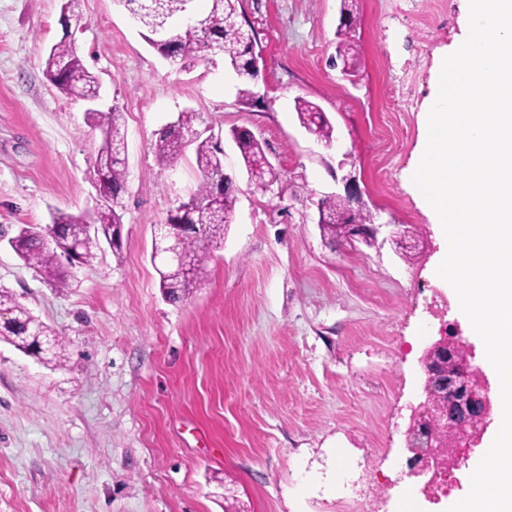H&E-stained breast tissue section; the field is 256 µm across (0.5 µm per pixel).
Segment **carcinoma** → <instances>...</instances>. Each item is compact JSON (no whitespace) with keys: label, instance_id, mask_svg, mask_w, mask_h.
Masks as SVG:
<instances>
[{"label":"carcinoma","instance_id":"1","mask_svg":"<svg viewBox=\"0 0 512 512\" xmlns=\"http://www.w3.org/2000/svg\"><path fill=\"white\" fill-rule=\"evenodd\" d=\"M125 9L147 34L161 28H171L176 34L174 43L159 49L161 55L177 65L190 63L205 52L221 54L235 71L240 88L239 97L250 101L252 87L258 73L250 62L255 39L239 22L240 0H208L201 16L204 23L192 26L176 24L183 16L181 0H122ZM345 20L340 22L337 35L340 44L349 46L356 31L357 19L353 13L343 10ZM45 75L62 93L92 100L98 96L97 78L85 66L71 41L62 40L52 46L45 61ZM295 109L302 126H307L312 113L319 107L303 98L295 100ZM90 125L102 134V140L92 157V169L97 176L105 201L96 204L86 215H74L57 209L51 212L50 223L43 232L21 231L12 238L10 246L26 264L32 266L52 287H68L62 259L71 247L77 248L80 263L89 265L96 258L99 237L90 231L96 224L105 231L121 224V215L116 206L126 191V173L120 154L124 145L121 135L122 112L113 108L107 112L90 109L86 112ZM233 140L240 152L246 174L255 175L262 169L263 179L282 181L277 168L265 165L266 153L262 143L249 131H232ZM196 143V161L202 174L197 191L188 201L180 203L166 219L170 224L179 219L186 224H197L199 230L181 240L184 261L158 269L160 288L170 302H181L199 287L208 277V259L211 253L224 242V227L231 223L236 191H222L216 181L224 172L223 151L209 139L199 140L192 130L191 117L181 116L174 125L158 133L154 148L159 161L174 162L186 144ZM374 214L368 209L352 211L351 203L341 196H326L320 203L317 224L331 239L349 238L350 225L369 224ZM0 309L11 310L28 325V332L3 327L0 339L16 349L38 355L42 348L31 340L35 334L49 340L50 350L41 361L50 366L63 365L67 359L66 344L55 329L35 316L30 309L20 304L10 291L0 289Z\"/></svg>","mask_w":512,"mask_h":512}]
</instances>
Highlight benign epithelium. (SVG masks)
<instances>
[{
    "label": "benign epithelium",
    "mask_w": 512,
    "mask_h": 512,
    "mask_svg": "<svg viewBox=\"0 0 512 512\" xmlns=\"http://www.w3.org/2000/svg\"><path fill=\"white\" fill-rule=\"evenodd\" d=\"M343 183L345 197L356 205L363 204L356 176L344 177ZM185 228V224L155 225L153 258L165 263L178 261V234ZM384 232L395 236L394 225L382 222L356 225L351 238L375 243ZM473 359L472 346L461 336L452 340L442 336L432 341L419 359L425 374V398L411 407L407 450L424 452L435 477L446 475L461 464L459 448L478 443L490 420L492 402L488 381ZM433 421L448 423V437L427 433Z\"/></svg>",
    "instance_id": "obj_1"
}]
</instances>
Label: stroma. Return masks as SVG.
<instances>
[{"instance_id":"stroma-1","label":"stroma","mask_w":512,"mask_h":512,"mask_svg":"<svg viewBox=\"0 0 512 512\" xmlns=\"http://www.w3.org/2000/svg\"><path fill=\"white\" fill-rule=\"evenodd\" d=\"M0 0V288L51 325L69 360L51 369L0 341V512H401L413 484L418 358L469 328L436 275L444 243L409 171L435 57L464 34L462 0H355L352 72L335 66L341 0H242L259 54L252 102L219 55L181 68L119 0ZM123 114L122 249L53 288L8 244L49 212L96 204L100 133L87 101L61 93L44 59L65 30ZM316 103L333 147L307 133ZM190 113L219 139L241 191L201 287L167 302L151 260L155 225L198 188L194 145L170 164L158 132ZM252 130L285 176L280 196L247 181L230 132ZM355 175L402 245L349 246L315 224L307 196ZM365 472L335 483L338 467Z\"/></svg>"}]
</instances>
